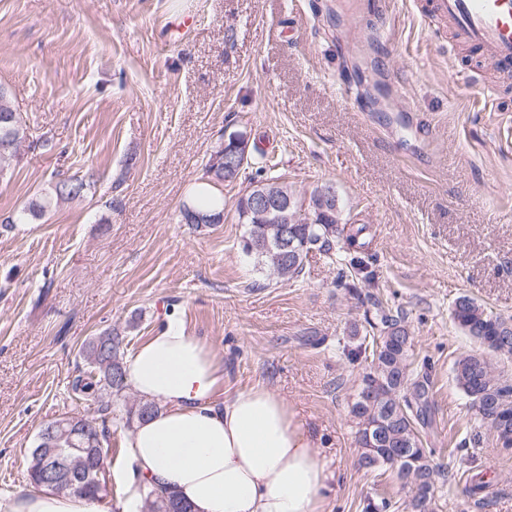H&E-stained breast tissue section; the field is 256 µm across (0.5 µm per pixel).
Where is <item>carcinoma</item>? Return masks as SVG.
Returning a JSON list of instances; mask_svg holds the SVG:
<instances>
[{"label": "carcinoma", "instance_id": "obj_1", "mask_svg": "<svg viewBox=\"0 0 512 512\" xmlns=\"http://www.w3.org/2000/svg\"><path fill=\"white\" fill-rule=\"evenodd\" d=\"M24 138L20 117L11 108L8 93L0 92V163L16 156ZM265 180L285 199L292 200L288 210L291 226L298 236V253L289 257L278 244V225L256 224L247 214L248 195L237 202L238 223L247 226L243 252L253 258L255 265L281 279L297 281L305 275L309 254L317 252L339 265L336 284L355 293L357 289L346 282L348 274L369 285L375 284L376 273L368 262L359 257L367 247V224H350L341 218L339 198L323 204L321 197L326 185L315 187L309 197H301L281 180L270 174ZM209 192L202 197L208 210L195 209L204 216L224 213V196L216 192L214 180H209ZM94 182L68 179L55 184L49 195L30 201L17 214L7 217L6 223L38 220L52 203L74 200L84 196ZM367 299L374 308L373 317H365V325L351 326L350 335L358 339L357 345L347 350V358L355 362L367 356L371 363L362 374L351 404L350 414L356 423V440L362 445L360 464L366 469L388 466L396 472L408 499L407 512H435L439 466L434 463L435 448L424 446L426 430L433 426L432 365L425 360L415 363L413 336L402 313H394L382 306L379 299L369 293ZM452 318L457 326L479 346L460 355L453 365L454 379L463 393L470 398L478 419L486 423L501 439L505 430L512 432V378L495 373L486 352L512 356V322L463 295L456 299ZM81 357L89 368L88 375L78 376L72 383L77 398L97 406V412L111 409L112 399H126V365L119 347L118 337L106 329L94 337L81 350ZM159 411L154 402H134L126 410L125 425L129 428ZM101 433V441L74 450L76 444L62 429H56L52 447L60 449L67 462L63 473L44 474L42 463L49 448L36 446L30 451L28 479L38 491L49 490L57 494H77L96 503L107 495V480L100 476L96 482L88 475L99 460L109 457L110 433L105 425L89 423ZM401 461H394V455ZM86 478L79 491L69 481ZM140 512H170L169 505L178 500L173 492L146 480L139 481Z\"/></svg>", "mask_w": 512, "mask_h": 512}]
</instances>
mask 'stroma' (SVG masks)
<instances>
[{"label":"stroma","instance_id":"stroma-1","mask_svg":"<svg viewBox=\"0 0 512 512\" xmlns=\"http://www.w3.org/2000/svg\"><path fill=\"white\" fill-rule=\"evenodd\" d=\"M393 2L394 44L345 58L339 35L381 25L363 0H0V86L28 128L0 176V221L59 178L95 181L40 220L0 224V496L32 494L41 430L85 411L80 348L109 328L132 353L173 313L223 362L225 394L261 384L297 412L327 462L330 512L405 500L391 469L358 465L349 404L366 363L343 350L367 300L324 256L288 282L243 253L236 204L256 164L222 185L223 223L179 221L211 153L247 128L278 175L302 192L332 184L344 218L371 228L375 291L433 365L438 512H512V448L455 383L474 343L451 316L467 295L512 319V83L485 109L470 51L422 23L429 0ZM111 417L98 508L124 512L137 495L124 402ZM476 431L479 447L459 448ZM472 468L494 487L478 501L463 492Z\"/></svg>","mask_w":512,"mask_h":512}]
</instances>
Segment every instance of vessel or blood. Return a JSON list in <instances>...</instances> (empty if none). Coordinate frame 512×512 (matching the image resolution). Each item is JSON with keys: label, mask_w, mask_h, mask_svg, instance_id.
Wrapping results in <instances>:
<instances>
[{"label": "vessel or blood", "mask_w": 512, "mask_h": 512, "mask_svg": "<svg viewBox=\"0 0 512 512\" xmlns=\"http://www.w3.org/2000/svg\"><path fill=\"white\" fill-rule=\"evenodd\" d=\"M420 17L448 24L458 40L512 73V0H432Z\"/></svg>", "instance_id": "1"}]
</instances>
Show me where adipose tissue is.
I'll use <instances>...</instances> for the list:
<instances>
[{"label":"adipose tissue","instance_id":"obj_1","mask_svg":"<svg viewBox=\"0 0 512 512\" xmlns=\"http://www.w3.org/2000/svg\"><path fill=\"white\" fill-rule=\"evenodd\" d=\"M126 382L159 402L127 446L137 477L168 486L194 512H328L325 463L295 412L268 387L220 397L224 365L182 321L128 358ZM0 512H97L76 495L0 497Z\"/></svg>","mask_w":512,"mask_h":512}]
</instances>
